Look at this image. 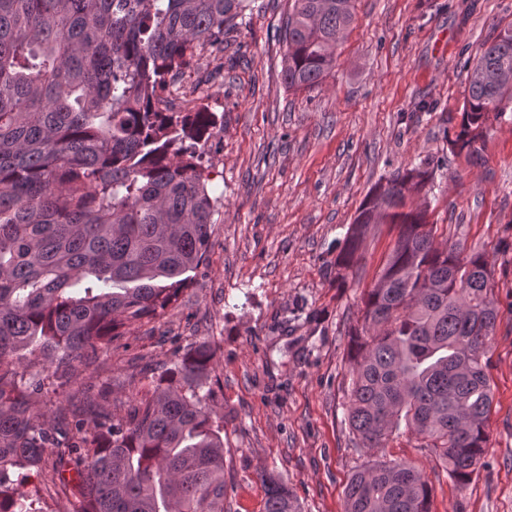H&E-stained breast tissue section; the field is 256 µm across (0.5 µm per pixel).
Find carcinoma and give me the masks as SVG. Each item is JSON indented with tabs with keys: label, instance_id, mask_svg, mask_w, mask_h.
<instances>
[{
	"label": "carcinoma",
	"instance_id": "carcinoma-1",
	"mask_svg": "<svg viewBox=\"0 0 512 512\" xmlns=\"http://www.w3.org/2000/svg\"><path fill=\"white\" fill-rule=\"evenodd\" d=\"M352 0H290L281 76L319 87L352 23ZM246 0H0V512H37L15 471L41 467L69 512H224V425L200 394L214 349L173 352L153 391L126 416L65 405L54 423L37 395L70 380L134 325L170 305L205 260L218 198L204 148L215 113L164 112L158 90L224 44ZM512 93V27L483 46L468 76L454 146ZM415 167L362 203L336 258L354 268L372 224L391 209L398 238L351 336L348 426L384 448L404 424L459 484L490 447L494 394L487 353L498 310L489 261L437 243L403 189ZM93 430H85V414ZM264 512H301L288 485L262 470ZM424 472L406 460L356 471L344 512H430Z\"/></svg>",
	"mask_w": 512,
	"mask_h": 512
}]
</instances>
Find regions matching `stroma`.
I'll use <instances>...</instances> for the list:
<instances>
[{"label": "stroma", "mask_w": 512, "mask_h": 512, "mask_svg": "<svg viewBox=\"0 0 512 512\" xmlns=\"http://www.w3.org/2000/svg\"><path fill=\"white\" fill-rule=\"evenodd\" d=\"M336 67L311 91L281 79L288 0H250L191 71L205 91L180 106L219 118L207 145L219 199L205 261L156 318L115 342L97 366L39 395L54 415L69 394L111 384L124 415L125 378L161 373L172 352L212 342L210 404L224 419V512H264L258 473L278 475L302 512H343L351 475L377 460L423 470L430 512H512V101L477 139L478 156L454 149L476 53L512 25V0H353ZM417 165L432 190L439 243L482 253L498 308L488 353L495 398L490 449L466 484L448 475L421 438L400 427L386 447H361L349 429V330L395 244V225L369 230L357 267L336 281V257L365 197Z\"/></svg>", "instance_id": "obj_1"}]
</instances>
